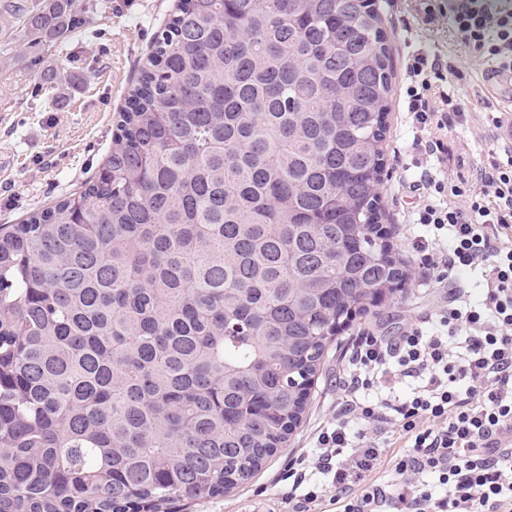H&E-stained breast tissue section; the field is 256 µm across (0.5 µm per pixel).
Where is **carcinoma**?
<instances>
[{
  "mask_svg": "<svg viewBox=\"0 0 512 512\" xmlns=\"http://www.w3.org/2000/svg\"><path fill=\"white\" fill-rule=\"evenodd\" d=\"M82 189L0 225V512L250 479L326 347L408 279L380 224L377 0H179ZM20 51L108 0H11Z\"/></svg>",
  "mask_w": 512,
  "mask_h": 512,
  "instance_id": "obj_1",
  "label": "carcinoma"
}]
</instances>
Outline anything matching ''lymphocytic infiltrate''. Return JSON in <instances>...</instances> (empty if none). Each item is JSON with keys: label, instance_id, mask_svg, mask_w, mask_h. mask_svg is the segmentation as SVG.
<instances>
[{"label": "lymphocytic infiltrate", "instance_id": "1", "mask_svg": "<svg viewBox=\"0 0 512 512\" xmlns=\"http://www.w3.org/2000/svg\"><path fill=\"white\" fill-rule=\"evenodd\" d=\"M409 14L426 31L447 26L452 41L405 60L421 284L477 270L482 288L453 290L401 335L356 336L336 417L290 468L285 512H312L327 483L336 512H512V145L495 142L468 178L448 174L449 128L483 97L480 81L512 71V0H411ZM462 55L480 81H465ZM400 440L407 453L390 454Z\"/></svg>", "mask_w": 512, "mask_h": 512}]
</instances>
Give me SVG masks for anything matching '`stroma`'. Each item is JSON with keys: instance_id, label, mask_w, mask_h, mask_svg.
<instances>
[{"instance_id": "stroma-1", "label": "stroma", "mask_w": 512, "mask_h": 512, "mask_svg": "<svg viewBox=\"0 0 512 512\" xmlns=\"http://www.w3.org/2000/svg\"><path fill=\"white\" fill-rule=\"evenodd\" d=\"M175 9V0H112V8L97 15L73 41L71 53L53 49L15 52L17 31L12 19L0 22V152L10 167L0 175V224H14L29 212L46 207L93 176L104 163L112 142L118 112L128 88L139 77L153 37ZM405 0H391L384 12L390 37L396 89L391 96L382 175L381 204L384 226L397 257L403 259L408 279L384 304L380 314L355 317L341 328L328 346L310 389L305 413L286 448L278 450L248 482L218 497L174 500L169 512H241L245 506L276 508L287 488L291 460L309 445L317 426L330 422L339 394L337 379L343 355L354 336L375 329L385 336L399 335L406 322L423 320L445 303L451 284L419 288V271L410 254L403 219L409 193L396 180L413 167L417 156L406 151L413 137L402 112L397 89L404 78L408 44L423 42L447 47V30L420 32L408 27ZM62 77L54 104L38 103V87L45 74ZM484 104L469 102L467 124L448 133V147L465 161L485 157L493 142L481 121Z\"/></svg>"}]
</instances>
